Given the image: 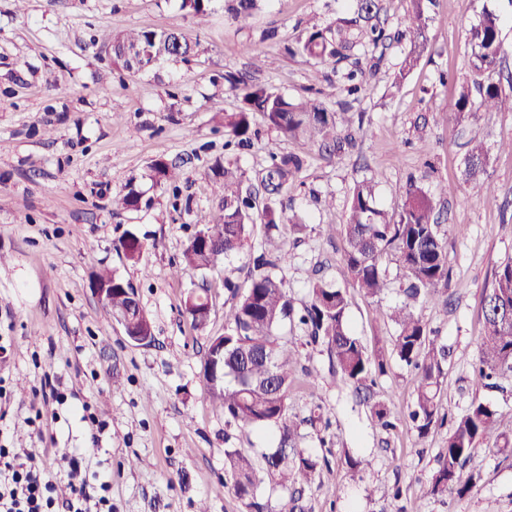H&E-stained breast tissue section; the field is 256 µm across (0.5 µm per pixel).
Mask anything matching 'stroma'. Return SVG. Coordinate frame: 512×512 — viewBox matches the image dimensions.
Here are the masks:
<instances>
[{"instance_id":"obj_1","label":"stroma","mask_w":512,"mask_h":512,"mask_svg":"<svg viewBox=\"0 0 512 512\" xmlns=\"http://www.w3.org/2000/svg\"><path fill=\"white\" fill-rule=\"evenodd\" d=\"M500 15L505 56L502 86L512 85V0H435L427 9L428 46L403 82L395 76L408 43L355 50L370 74V90L352 102L366 132L342 155L311 152L288 189L302 228L280 225L290 261L283 274L295 310L310 301L309 285L323 279L345 288L349 325L369 353H387L377 379L380 397L395 419L387 430L370 415L351 385L329 368L323 347L307 342L298 319L278 334L310 375H298L290 412L300 419L299 448L327 457L302 493L259 483L268 512L299 498L304 512H512V451L486 445L473 450L463 472L478 477L470 492L422 497L437 467L450 427L419 437L405 415L414 400L416 370L390 355L399 304V271L387 263V285L364 296L343 260L341 226L356 182L377 181V203H401L410 177H422L445 231L448 301L425 302L418 312L448 348L442 404L464 412L480 399L497 412L499 432L512 436V382L490 388L473 375L483 328V306L497 267L512 261V153L499 144L512 136V112H452L450 73L471 75L468 30L482 9ZM351 0H261L247 26L231 21L224 0H213L206 23L179 8V0H0V404L19 456L44 455L50 470L83 452L92 467L112 472L113 512H248L224 470V451L240 449L262 462L275 447L271 431L227 422L202 375L211 337L224 333L232 303L224 282L248 284L252 253L265 232L257 225L243 252L208 272L173 273L199 216H220L224 199L209 170L224 154V115L238 98L223 75L252 76L291 97L328 89L331 67L289 55L309 22L326 25L352 13ZM170 29L197 42L190 61L166 60L145 72L113 65L102 33ZM260 70H253V58ZM490 149L483 195L463 177L471 138ZM300 152L299 144L262 131L239 154L250 185L265 166L266 147ZM181 162L178 191L154 185L148 166L157 158ZM136 183L144 206L116 210L113 197ZM134 231L145 244L138 263L126 262L116 243ZM116 272L136 288L154 339L127 341L93 292L96 271ZM209 289L211 319L193 330L183 301ZM56 393H43L44 383ZM91 405L101 425L81 419ZM43 410L44 439L26 419ZM362 457L361 471L347 456ZM135 467H128V460Z\"/></svg>"}]
</instances>
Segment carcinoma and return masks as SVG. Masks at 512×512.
<instances>
[{
  "mask_svg": "<svg viewBox=\"0 0 512 512\" xmlns=\"http://www.w3.org/2000/svg\"><path fill=\"white\" fill-rule=\"evenodd\" d=\"M211 2L180 0V9L203 20L209 14ZM259 2L230 0L229 17L246 25ZM355 2L356 16L324 27L313 24L306 37L296 46L288 47V52L335 66L349 59L360 46L375 48L390 39L385 28L374 22L380 11L379 0ZM412 2L411 14L398 33L410 45L400 64L399 81L417 64L428 42L425 10L434 0ZM500 25L499 15L484 9L469 30L474 55L473 81L462 82L457 88L453 107L460 114L512 112V89H503L494 78L503 53ZM103 40L112 44L113 58L122 61L128 70H148L165 57L187 61L195 55L191 44L172 30L130 31L117 38L106 34ZM343 78L342 90L347 95L357 97L365 90L366 72L360 66L348 70ZM224 83L239 99L236 111L224 113V131L230 144L250 143L257 116L278 137L296 141L308 150L318 147L334 153L345 145H355L357 138L365 135L362 127H352L346 118L347 107L340 112L331 111L317 97H289L234 73L225 74ZM469 144L464 174L470 181L483 174L487 151L480 141L472 139ZM267 152L269 161L260 180L269 200L261 213L266 234L252 257L253 274L248 287L242 290L224 281V287L233 297L224 312V335L219 337L224 342V381L208 385V390L211 398L224 408L227 418L258 430L278 431L275 451L264 456V471L272 482L286 488L312 482L328 460L312 457L296 446L298 424L289 413V394L297 373L308 375L310 371L277 336L278 329L291 316L293 306L284 277L279 275L288 265V251L272 230L285 223L299 227L303 219L288 213L283 206L275 207V202L282 200L288 183L301 174L306 154L280 153L275 145L268 147ZM148 169L154 183L174 189L183 177L181 165L164 158L153 160ZM213 174L220 179L223 219L219 224L208 217L201 219L205 228L189 240L181 260L182 265L200 271L214 268L221 258L240 254L254 229L253 193L244 186V173L237 158L224 156V162L213 167ZM376 186V181L370 178L356 183L352 189L342 224L343 259L358 288L371 298L380 295L386 286L383 259L390 258L398 266L403 300L388 313L396 326L392 353L419 371L408 417L418 435L424 437L444 422L440 416V390L447 352L445 346L430 336L415 313V304L428 295L436 301L442 298L441 288L449 283L448 255L441 225L433 217V200L422 185L411 182L405 198L391 214L377 206ZM141 198V192L131 183L115 204L125 210H137ZM143 247L144 242L132 231L122 235L117 245L125 259L132 262L139 260ZM309 293L311 301L305 306L300 322L307 327L311 341L326 348L340 380L365 391L367 398L373 400L371 413L381 425L394 426L374 392L376 375L385 371L386 360L382 355L371 357L351 332L346 289L320 280L311 285ZM131 304L128 294H112V315L125 316L140 330L152 327L146 313L131 310ZM184 314L195 329L207 327L211 314L208 289L187 296ZM483 316L484 334L474 371L485 380H512V262L498 267L485 297ZM489 443L507 448L512 446V439L496 433L495 412L484 402L475 400L463 413L451 417L446 448L439 455L427 494H442L450 488L460 493L470 491L476 477L464 476V464L474 448ZM224 462L235 495L254 512H264V505L255 501V489L261 479L252 459L236 448H227Z\"/></svg>",
  "mask_w": 512,
  "mask_h": 512,
  "instance_id": "carcinoma-1",
  "label": "carcinoma"
}]
</instances>
